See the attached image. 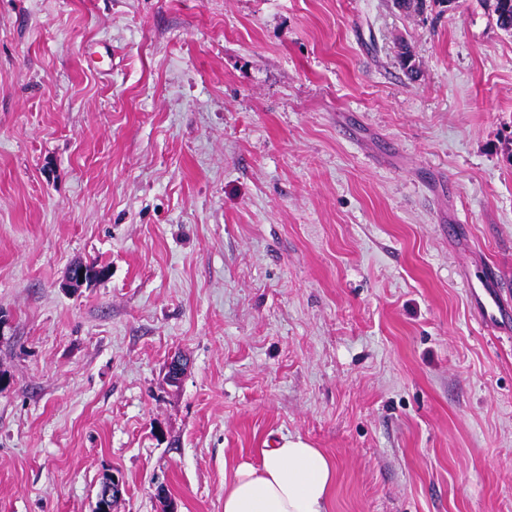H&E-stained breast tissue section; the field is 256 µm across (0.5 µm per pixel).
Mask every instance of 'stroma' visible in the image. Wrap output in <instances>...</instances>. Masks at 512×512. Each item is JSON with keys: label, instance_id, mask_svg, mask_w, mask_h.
<instances>
[{"label": "stroma", "instance_id": "obj_1", "mask_svg": "<svg viewBox=\"0 0 512 512\" xmlns=\"http://www.w3.org/2000/svg\"><path fill=\"white\" fill-rule=\"evenodd\" d=\"M494 4L0 0V512H224L283 436L330 512H512ZM496 279L495 272L489 270L482 278H476V281L471 277L466 280L470 294L478 295L477 291L481 290L484 295V300L479 299L473 307V313L478 322L508 323V311L500 301L501 296L497 290L500 287Z\"/></svg>", "mask_w": 512, "mask_h": 512}]
</instances>
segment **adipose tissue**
<instances>
[{"instance_id": "adipose-tissue-1", "label": "adipose tissue", "mask_w": 512, "mask_h": 512, "mask_svg": "<svg viewBox=\"0 0 512 512\" xmlns=\"http://www.w3.org/2000/svg\"><path fill=\"white\" fill-rule=\"evenodd\" d=\"M334 462L299 437L263 449L259 464L238 466L224 487V512H329Z\"/></svg>"}]
</instances>
